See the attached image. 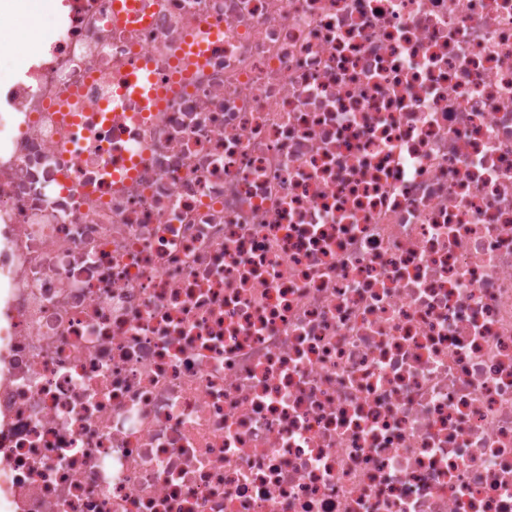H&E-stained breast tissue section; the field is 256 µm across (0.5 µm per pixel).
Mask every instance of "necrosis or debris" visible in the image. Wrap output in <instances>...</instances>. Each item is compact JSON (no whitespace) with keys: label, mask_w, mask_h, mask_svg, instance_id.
<instances>
[{"label":"necrosis or debris","mask_w":512,"mask_h":512,"mask_svg":"<svg viewBox=\"0 0 512 512\" xmlns=\"http://www.w3.org/2000/svg\"><path fill=\"white\" fill-rule=\"evenodd\" d=\"M127 2L0 11V512H512V0ZM151 64L146 61L133 65L129 70L126 80L116 91L118 98L143 99L150 107L151 112L160 111L165 103L166 92L162 88H155L150 75ZM150 84V86L148 85Z\"/></svg>","instance_id":"obj_1"}]
</instances>
